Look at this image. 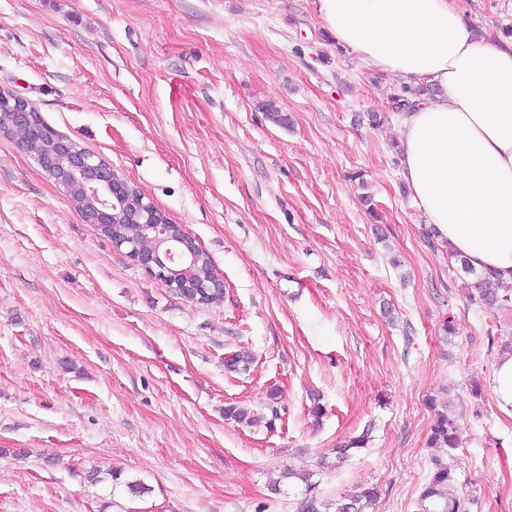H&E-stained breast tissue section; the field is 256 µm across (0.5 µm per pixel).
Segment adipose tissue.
Here are the masks:
<instances>
[{
    "label": "adipose tissue",
    "instance_id": "adipose-tissue-1",
    "mask_svg": "<svg viewBox=\"0 0 512 512\" xmlns=\"http://www.w3.org/2000/svg\"><path fill=\"white\" fill-rule=\"evenodd\" d=\"M315 4L367 68L430 88L400 116V177L437 241L512 285V39H479L455 0Z\"/></svg>",
    "mask_w": 512,
    "mask_h": 512
}]
</instances>
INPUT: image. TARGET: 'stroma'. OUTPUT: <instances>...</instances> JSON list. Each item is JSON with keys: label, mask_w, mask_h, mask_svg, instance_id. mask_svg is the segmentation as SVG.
Instances as JSON below:
<instances>
[{"label": "stroma", "mask_w": 512, "mask_h": 512, "mask_svg": "<svg viewBox=\"0 0 512 512\" xmlns=\"http://www.w3.org/2000/svg\"><path fill=\"white\" fill-rule=\"evenodd\" d=\"M457 4L486 41L512 28V0ZM401 88L313 0H0V90L137 185L224 280L219 303L180 295L0 136V512H296L302 471L321 500L368 484L371 512H422L437 459L466 512H512V418L488 384L512 308L469 300L473 275L404 193L397 115L363 122ZM439 411L459 448L429 447Z\"/></svg>", "instance_id": "stroma-1"}]
</instances>
